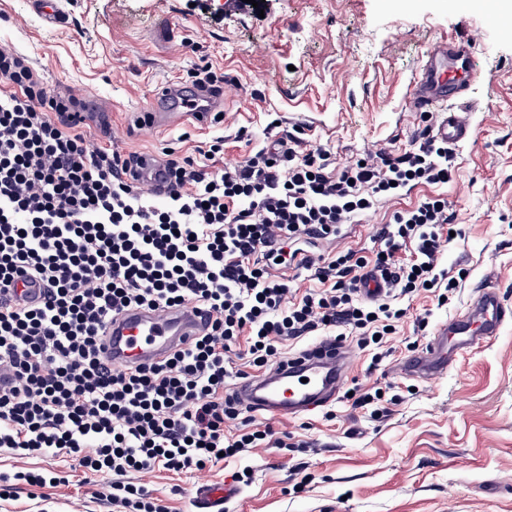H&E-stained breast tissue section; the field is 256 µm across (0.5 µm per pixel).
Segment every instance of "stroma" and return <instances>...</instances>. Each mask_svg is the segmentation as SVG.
Listing matches in <instances>:
<instances>
[{
	"label": "stroma",
	"instance_id": "35a3bbf8",
	"mask_svg": "<svg viewBox=\"0 0 512 512\" xmlns=\"http://www.w3.org/2000/svg\"><path fill=\"white\" fill-rule=\"evenodd\" d=\"M223 2L67 0L63 24L51 26L32 0H0V41L27 55L51 91H88L89 111L111 113V127L92 118L78 125L91 145L192 154L220 135L224 153L209 162L218 170L226 157L241 161L268 143L274 119L284 131L302 128L305 148H325L339 164L409 147L422 126L408 97L423 56L469 37L477 136L455 146V175L440 188L456 215L444 263L466 277L447 305L410 302L376 370L358 354L355 378L401 397L388 417L371 419L342 397L296 418L258 413L255 427L290 434L294 447L258 448L202 471L130 472L127 482L145 486L165 512H198V484L228 483L244 470L252 478L223 512H512V323L439 379L393 373L478 285L493 281L512 300V34L495 24V0H266L260 9ZM202 67L224 78L216 120L204 130L187 121L146 133L136 113L162 84L191 87ZM432 192L418 185L377 202L367 222L344 228L337 250L370 253L377 226ZM20 469L67 481L47 499L21 489L0 500V512H113L111 475H87L71 455L23 458L0 448V474Z\"/></svg>",
	"mask_w": 512,
	"mask_h": 512
}]
</instances>
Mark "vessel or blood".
I'll return each instance as SVG.
<instances>
[{
  "mask_svg": "<svg viewBox=\"0 0 512 512\" xmlns=\"http://www.w3.org/2000/svg\"><path fill=\"white\" fill-rule=\"evenodd\" d=\"M475 55L474 43L457 37L448 44H436L426 54L420 75L410 93L409 105L420 112L439 111L433 126L437 138L455 146L473 140L477 129L470 122L464 104L468 86L450 78L449 73L466 67ZM221 101L199 93L180 94L173 84L154 93L150 107L139 118L146 131L172 126L185 117L208 126ZM159 158L143 154L136 170V182L157 198L167 197L168 183L160 173ZM512 321V308L498 288L484 285L476 290L466 308L440 322L432 336L410 359L398 364L400 374L432 381L447 373L458 355L490 343L502 327ZM202 321L194 305L175 309L132 308L116 316L107 331L105 356L116 368L156 362L173 350L187 346L202 333ZM356 356L348 348L315 342L290 357L282 366L240 382L234 394L243 406L276 418H294L329 405L347 384ZM238 491L231 486L200 484L195 500L207 512H222L227 500Z\"/></svg>",
  "mask_w": 512,
  "mask_h": 512,
  "instance_id": "vessel-or-blood-1",
  "label": "vessel or blood"
}]
</instances>
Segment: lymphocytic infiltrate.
<instances>
[{
    "label": "lymphocytic infiltrate",
    "mask_w": 512,
    "mask_h": 512,
    "mask_svg": "<svg viewBox=\"0 0 512 512\" xmlns=\"http://www.w3.org/2000/svg\"><path fill=\"white\" fill-rule=\"evenodd\" d=\"M0 448L19 456L65 451L90 474L110 473L123 512H164L130 471L217 465L287 437L252 429L228 393L248 369L280 365L284 346L323 335L379 364L401 299L449 297L460 279L443 267L455 220L436 195L377 229L381 254L329 252L342 226L376 202L452 179L454 153L422 130L410 148H383L333 168L322 149L279 137L242 164L212 171L166 152L170 194L154 205L134 183L137 153L89 147L74 94L34 78L28 57L0 42ZM311 272L298 293L275 267ZM379 271L389 294L366 303L358 284ZM38 278L39 305L17 285ZM197 307L206 329L151 365L113 368L102 355L114 316L132 308ZM239 423L235 437L224 424Z\"/></svg>",
    "instance_id": "lymphocytic-infiltrate-1"
}]
</instances>
